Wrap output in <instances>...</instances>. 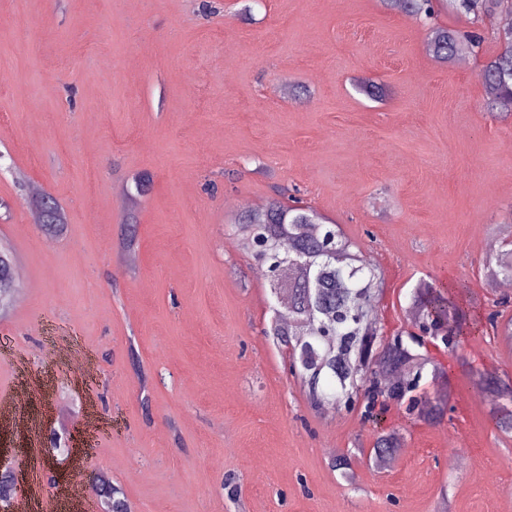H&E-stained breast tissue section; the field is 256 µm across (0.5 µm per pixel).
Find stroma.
Returning a JSON list of instances; mask_svg holds the SVG:
<instances>
[{"label":"stroma","mask_w":512,"mask_h":512,"mask_svg":"<svg viewBox=\"0 0 512 512\" xmlns=\"http://www.w3.org/2000/svg\"><path fill=\"white\" fill-rule=\"evenodd\" d=\"M508 25L496 14L483 56L446 65L382 0H0V242L19 286L0 397L44 388L27 435L0 426L34 512L74 496L96 512L86 468L132 512H512V438L472 385L512 373V348L429 346L452 387L439 424L395 403L377 421L312 410L233 223L236 200L295 197L339 224L382 273L383 335L412 329L422 281L485 322L502 291L476 244L512 224V108L485 107L480 71ZM368 79L381 101L356 91ZM37 191L62 232L35 221ZM64 340L91 377L56 355ZM380 431L400 437L397 469L368 460ZM70 432L79 449L60 455Z\"/></svg>","instance_id":"obj_1"}]
</instances>
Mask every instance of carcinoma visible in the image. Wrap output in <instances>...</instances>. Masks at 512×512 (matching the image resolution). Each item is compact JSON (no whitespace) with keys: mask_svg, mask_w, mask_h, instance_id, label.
I'll return each mask as SVG.
<instances>
[{"mask_svg":"<svg viewBox=\"0 0 512 512\" xmlns=\"http://www.w3.org/2000/svg\"><path fill=\"white\" fill-rule=\"evenodd\" d=\"M387 8L405 12L428 25L427 51L436 60L450 64L467 50L478 54L484 37L479 32L460 33L433 23L435 6L442 3L456 13L470 17L471 23L481 24L485 18L505 5V0H383ZM498 49L483 65L482 80L487 98L494 104L512 101V26L497 33ZM44 222L61 226L66 223L64 212L41 197L33 202ZM324 218L309 206H288L272 198L265 204L246 210L237 223L251 225L266 242L262 252L254 258L264 273L277 259L295 261L296 278L288 282V312L291 320L282 323L274 318L269 335L284 351L296 350V369L292 375L308 387L313 405H344L351 408L366 401L372 409L375 400L382 398L396 402L409 398V410L428 423H439L451 411L448 388L415 395L424 377L425 365L419 363L415 335L398 337L386 348L387 359L376 358V341L363 335L364 327L376 321L380 289L375 287L376 270L362 259L355 244L343 234L326 239L309 226L321 224ZM338 249L345 260L334 262L329 251ZM488 282L512 279V241H505L482 263ZM15 277L12 253L0 250V280ZM411 304L417 321L440 328L451 345L475 337L467 330L466 315L445 292L429 282H422L411 294ZM494 334L512 345V318L500 321L498 314L487 319ZM413 368L409 377L398 378L393 385L384 384L390 374L400 369ZM481 395L497 407L493 412L495 425L505 435L512 434V378L490 379L481 389ZM400 448V439L394 433L378 436L369 457L381 466ZM94 488L102 493L112 512H130L122 490L107 477L98 479Z\"/></svg>","mask_w":512,"mask_h":512,"instance_id":"cac0c4a2","label":"carcinoma"}]
</instances>
